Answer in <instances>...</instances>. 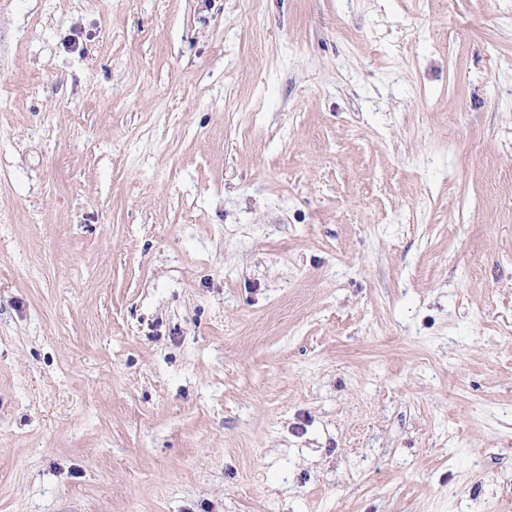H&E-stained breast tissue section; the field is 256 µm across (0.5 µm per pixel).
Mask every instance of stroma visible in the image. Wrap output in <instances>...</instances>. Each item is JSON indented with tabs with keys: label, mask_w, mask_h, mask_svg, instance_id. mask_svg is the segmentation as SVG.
<instances>
[{
	"label": "stroma",
	"mask_w": 512,
	"mask_h": 512,
	"mask_svg": "<svg viewBox=\"0 0 512 512\" xmlns=\"http://www.w3.org/2000/svg\"><path fill=\"white\" fill-rule=\"evenodd\" d=\"M0 512H512V0H0Z\"/></svg>",
	"instance_id": "35a3bbf8"
}]
</instances>
